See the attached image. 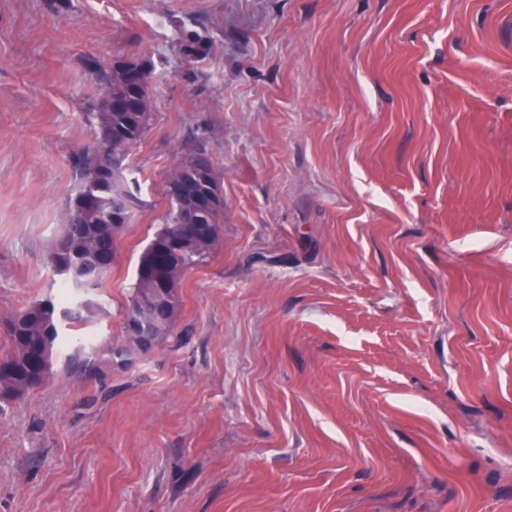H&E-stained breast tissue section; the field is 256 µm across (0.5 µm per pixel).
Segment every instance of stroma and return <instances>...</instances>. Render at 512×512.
I'll return each instance as SVG.
<instances>
[{
  "instance_id": "obj_1",
  "label": "stroma",
  "mask_w": 512,
  "mask_h": 512,
  "mask_svg": "<svg viewBox=\"0 0 512 512\" xmlns=\"http://www.w3.org/2000/svg\"><path fill=\"white\" fill-rule=\"evenodd\" d=\"M134 53L138 203L0 410V512H512V0H0V354L61 284L84 61ZM197 139L219 242L164 343L80 372Z\"/></svg>"
}]
</instances>
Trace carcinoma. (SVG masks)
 <instances>
[{"mask_svg": "<svg viewBox=\"0 0 512 512\" xmlns=\"http://www.w3.org/2000/svg\"><path fill=\"white\" fill-rule=\"evenodd\" d=\"M102 89H109L112 100L99 97L90 113L92 131L102 135V141L81 151L78 159L81 187L71 204L60 239L68 250L51 249L50 260L64 277L62 294L75 291L73 280H84L82 290L94 289L112 266L116 236L112 223L126 224L131 214L113 211V196L122 192L133 196L121 181L120 166L129 151L142 139L150 112H130L128 103L149 102L150 80L127 79L125 74L110 66L94 75ZM180 162L188 168L215 172L207 145L196 141L180 154ZM206 187L198 182L166 180L164 192L171 209L154 238L140 256L129 304L140 303L150 311L142 325L143 336L123 333V340L110 348V361L123 366L136 356L151 353L172 331L179 306V278L187 269L197 266L220 236L224 210L206 207ZM194 213L196 223L210 228L214 241L195 254L172 251L168 238L181 226L184 216ZM93 302L84 299L59 307L54 301L42 300L30 304L9 321L10 348L0 357V403H8L40 385L48 376L51 358L58 340V323L65 320L80 324L84 312Z\"/></svg>", "mask_w": 512, "mask_h": 512, "instance_id": "1", "label": "carcinoma"}]
</instances>
